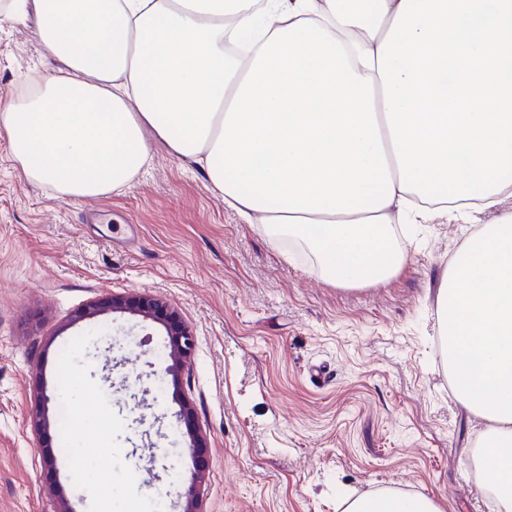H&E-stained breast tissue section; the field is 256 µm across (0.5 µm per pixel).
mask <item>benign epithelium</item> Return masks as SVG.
I'll return each instance as SVG.
<instances>
[{"mask_svg":"<svg viewBox=\"0 0 512 512\" xmlns=\"http://www.w3.org/2000/svg\"><path fill=\"white\" fill-rule=\"evenodd\" d=\"M107 312H129L161 323L169 336L168 356L171 360L169 372L176 374L186 368L190 362L194 347V338L190 327L182 320L177 310L163 298L151 295L136 297L114 296L94 302L76 312L73 322L90 321ZM179 422L183 423L189 437V449L192 454L205 447L202 436L192 419V407L183 402L179 410ZM205 482V469L199 465L191 473L190 485L182 494L184 498L181 512H202L200 488Z\"/></svg>","mask_w":512,"mask_h":512,"instance_id":"benign-epithelium-1","label":"benign epithelium"}]
</instances>
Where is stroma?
I'll list each match as a JSON object with an SVG mask.
<instances>
[{"instance_id":"stroma-1","label":"stroma","mask_w":512,"mask_h":512,"mask_svg":"<svg viewBox=\"0 0 512 512\" xmlns=\"http://www.w3.org/2000/svg\"><path fill=\"white\" fill-rule=\"evenodd\" d=\"M60 68L33 23L0 25V100ZM508 210L512 197L465 223L403 225L399 272L341 288L163 146L130 187L75 199L28 182L0 131V512L61 496L74 512H179L166 492L199 461L203 512H344L384 489L496 512L464 477L484 423L454 401L436 298L469 233ZM135 294L192 328L178 376L161 325L71 321ZM186 398L197 461L173 417Z\"/></svg>"}]
</instances>
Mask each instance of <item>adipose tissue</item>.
I'll return each instance as SVG.
<instances>
[{"instance_id":"ef3b65f1","label":"adipose tissue","mask_w":512,"mask_h":512,"mask_svg":"<svg viewBox=\"0 0 512 512\" xmlns=\"http://www.w3.org/2000/svg\"><path fill=\"white\" fill-rule=\"evenodd\" d=\"M7 0L63 67L0 101L24 177L72 198L129 186L155 143L198 163L273 244L334 285L402 267L385 229L444 183L458 219L512 194V0ZM456 403L486 421L467 479L512 512V213L473 231L437 296ZM346 512H441L388 491Z\"/></svg>"}]
</instances>
